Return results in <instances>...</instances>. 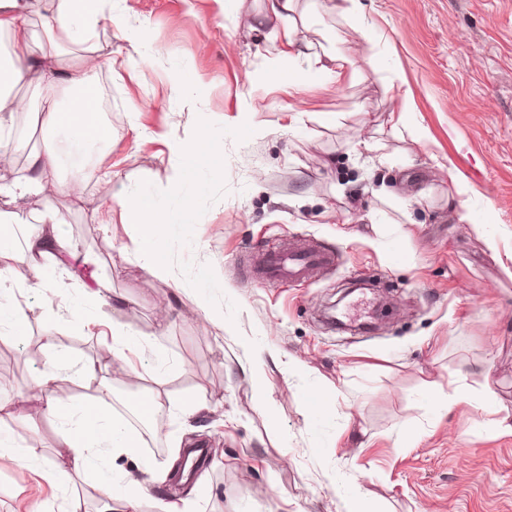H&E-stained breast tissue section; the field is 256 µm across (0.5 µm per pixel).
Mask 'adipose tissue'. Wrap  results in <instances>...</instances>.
Wrapping results in <instances>:
<instances>
[{
	"label": "adipose tissue",
	"instance_id": "ef3b65f1",
	"mask_svg": "<svg viewBox=\"0 0 512 512\" xmlns=\"http://www.w3.org/2000/svg\"><path fill=\"white\" fill-rule=\"evenodd\" d=\"M103 3L104 0H46L45 39L37 43L22 35L28 25L30 0H0V34L14 36L7 56L0 57V164L12 165L19 148L6 98L9 89L21 84L34 88L38 104L32 118L43 133L41 149L29 155L28 175L0 185V195L15 199L30 194L79 195L80 183L67 182L61 175L62 159L56 147L58 132H68L90 146L111 147L112 132L101 119L94 82L99 68L97 55L91 51L81 54L67 70L46 62L47 48L58 50L66 44H85L101 23H118L117 15L105 13ZM296 6L297 0H266L267 14L280 24L275 35L286 46L288 58L305 59L326 81L342 82L345 56L322 58L294 38ZM18 222L15 213L0 211V341L16 342L27 334V315L15 297V288L25 284L28 271L33 270L38 274V287L72 302L69 323L73 329L85 332L93 324H108L112 336L110 352L123 355L133 351L136 342L132 333L111 322L106 312L112 295L109 281L102 279L91 287L78 283L74 272L61 260V253L70 252L71 247L52 231L59 222L57 212L51 208L42 212L34 229L23 239L18 236ZM63 373L60 359L52 358L50 367L35 380L32 397L22 398L19 408L20 417L27 424L49 419L60 426L61 441L70 453L65 462L52 463L53 478L61 485L75 474L92 479L106 497L121 496L125 512H139L140 491L116 493L117 480L99 455L105 446L114 453L134 458L142 446L139 432L123 417L105 409L112 396L111 375L103 374L96 361H83L77 374L82 379L98 381L100 396L94 403H66L51 395Z\"/></svg>",
	"mask_w": 512,
	"mask_h": 512
}]
</instances>
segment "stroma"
I'll return each instance as SVG.
<instances>
[{"label": "stroma", "instance_id": "1", "mask_svg": "<svg viewBox=\"0 0 512 512\" xmlns=\"http://www.w3.org/2000/svg\"><path fill=\"white\" fill-rule=\"evenodd\" d=\"M367 42L344 40L329 0H299L296 39L349 59L343 83L298 65V84L268 67L280 56L263 0H114L131 34L98 27L89 46L110 149L74 166L112 174L114 191L143 180L173 186L177 140L198 119L233 128L221 140L226 195L198 219L178 255L211 265L233 320L210 319L179 273L149 277L130 252L138 231L93 179L80 197H0L31 219L53 207L67 257L85 283L110 280L113 321L138 334L123 357L101 326L77 333L69 301L24 289L27 335L0 342V427L48 460H63L56 424L27 427L31 395L51 354L72 370L53 394L91 400L73 370L93 359L112 372L110 412L138 418L127 393H161L157 429L141 428L138 458L107 456L120 486L141 484L140 512L158 502L191 512H512V0H362ZM377 54V66L364 62ZM297 107L290 116L289 107ZM466 221H459V211ZM111 215L96 224L92 213ZM299 239L336 255L307 278L269 284L255 269L269 246ZM349 328L322 319L324 304ZM459 379L491 402L448 405ZM199 401L190 416L179 410ZM204 448L182 480L179 450ZM101 487L54 485L0 456V512H99Z\"/></svg>", "mask_w": 512, "mask_h": 512}]
</instances>
